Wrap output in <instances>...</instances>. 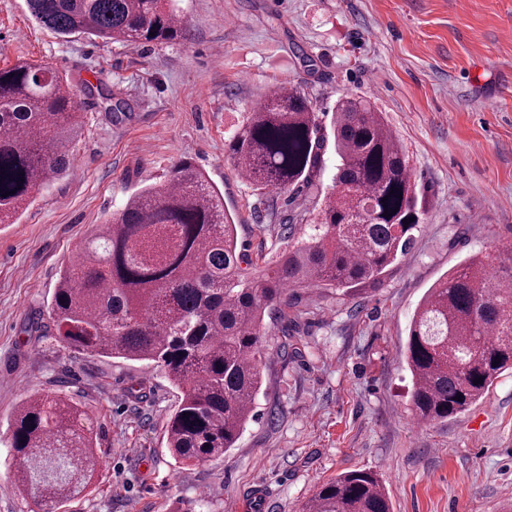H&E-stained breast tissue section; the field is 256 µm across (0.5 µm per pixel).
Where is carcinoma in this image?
<instances>
[{
	"label": "carcinoma",
	"instance_id": "carcinoma-1",
	"mask_svg": "<svg viewBox=\"0 0 512 512\" xmlns=\"http://www.w3.org/2000/svg\"><path fill=\"white\" fill-rule=\"evenodd\" d=\"M27 4L60 36L161 44L185 32L172 0ZM82 132V112L63 78L26 60L0 68V224L15 223L64 173ZM329 142L336 173L320 199L315 178ZM225 149L258 191L309 190L308 204L281 225L267 269L248 268L224 194L180 160L163 183L131 192L94 229L78 261L65 265L50 307L62 348L153 364L180 390L165 426L179 465L235 447L262 387L266 322L288 335V292L348 295L379 282L421 229L406 150L362 96L339 98L326 127L298 88L282 86ZM312 210L316 221L304 223ZM404 356L416 418L439 422L476 403L512 368V269L474 255L438 280L412 317ZM87 420L55 394L27 398L14 411L16 481L39 512H55L92 486L96 451ZM303 512H392V503L377 474L354 470L323 483Z\"/></svg>",
	"mask_w": 512,
	"mask_h": 512
}]
</instances>
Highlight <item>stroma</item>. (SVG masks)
I'll list each match as a JSON object with an SVG mask.
<instances>
[{
	"mask_svg": "<svg viewBox=\"0 0 512 512\" xmlns=\"http://www.w3.org/2000/svg\"><path fill=\"white\" fill-rule=\"evenodd\" d=\"M185 38L63 37L26 0H0V67L27 58L71 84L84 131L72 167L0 224V512H30L13 471L12 413L57 393L89 414L99 469L57 512H301L350 470L377 473L393 512H512V370L442 422L415 424L402 352L428 288L466 257L512 264V0H177ZM124 102L106 111L88 88ZM322 123L369 97L409 156L421 229L381 284L304 289L272 325L256 415L223 458L179 467L165 420L180 394L144 362L63 349L49 323L61 271L139 187L190 160L224 195L238 246L264 269L291 192L253 190L224 144L278 86ZM289 356H282V343Z\"/></svg>",
	"mask_w": 512,
	"mask_h": 512,
	"instance_id": "obj_1",
	"label": "stroma"
}]
</instances>
